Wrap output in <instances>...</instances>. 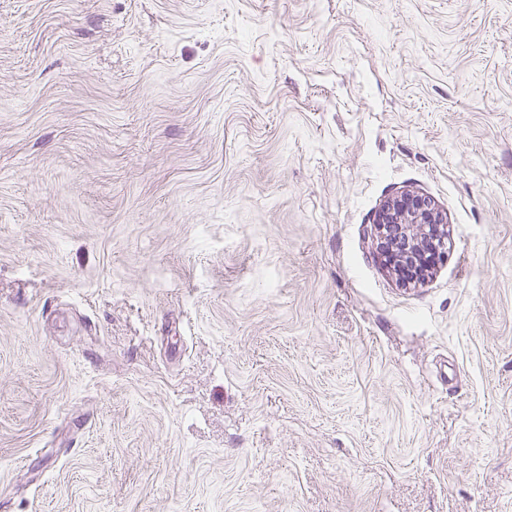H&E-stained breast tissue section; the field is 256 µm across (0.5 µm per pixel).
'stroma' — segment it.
Instances as JSON below:
<instances>
[{"mask_svg": "<svg viewBox=\"0 0 512 512\" xmlns=\"http://www.w3.org/2000/svg\"><path fill=\"white\" fill-rule=\"evenodd\" d=\"M0 512H512V0H0ZM370 230L377 258L402 285L424 282L448 260L446 218L425 196L401 192L389 198Z\"/></svg>", "mask_w": 512, "mask_h": 512, "instance_id": "35a3bbf8", "label": "stroma"}]
</instances>
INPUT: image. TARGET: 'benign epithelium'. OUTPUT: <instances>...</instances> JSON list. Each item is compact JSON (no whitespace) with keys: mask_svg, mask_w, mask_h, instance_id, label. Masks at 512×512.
Instances as JSON below:
<instances>
[{"mask_svg":"<svg viewBox=\"0 0 512 512\" xmlns=\"http://www.w3.org/2000/svg\"><path fill=\"white\" fill-rule=\"evenodd\" d=\"M371 237L380 262L402 285L420 284L448 260L446 218L427 197L402 192L375 214Z\"/></svg>","mask_w":512,"mask_h":512,"instance_id":"obj_1","label":"benign epithelium"}]
</instances>
